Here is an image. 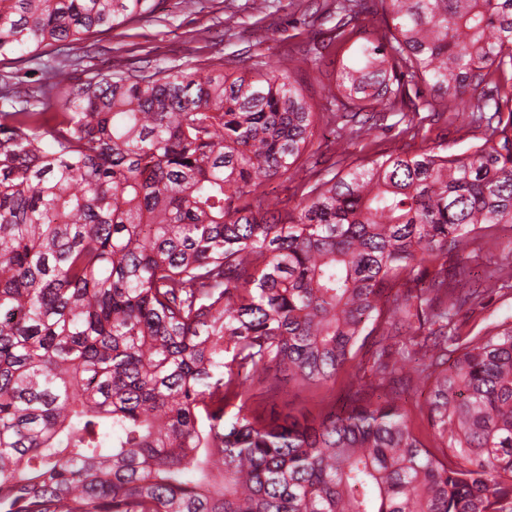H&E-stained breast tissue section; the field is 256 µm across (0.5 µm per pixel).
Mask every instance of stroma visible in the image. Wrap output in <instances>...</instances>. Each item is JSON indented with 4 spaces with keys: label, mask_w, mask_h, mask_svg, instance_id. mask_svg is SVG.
I'll return each instance as SVG.
<instances>
[{
    "label": "stroma",
    "mask_w": 512,
    "mask_h": 512,
    "mask_svg": "<svg viewBox=\"0 0 512 512\" xmlns=\"http://www.w3.org/2000/svg\"><path fill=\"white\" fill-rule=\"evenodd\" d=\"M320 0H269L265 18L249 8L247 0H164L154 16L135 28L118 29L104 35L99 51L88 62L89 72L106 70L111 61L126 60L128 55L150 60L153 69L177 65L194 70L210 65L233 72L259 70L264 64L281 65L289 48L308 42L304 22L305 8H316ZM336 56L329 53L317 66L306 67L295 78L316 103H324L325 88L336 79ZM484 128L469 120L423 121L416 139L399 136L396 129L379 128L368 141L352 140L345 148L351 159L365 162L374 153L404 155L433 148L448 154L466 152L482 142ZM512 264V231L500 230L493 243L475 251L470 260L469 287L484 290V273L493 263ZM485 292V290H484ZM456 321L462 332L474 333L487 325L512 322V289L485 292L480 301L465 305ZM322 389L295 382L284 392L258 397L261 408L276 407L291 412H317L325 397Z\"/></svg>",
    "instance_id": "stroma-1"
}]
</instances>
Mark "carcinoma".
Instances as JSON below:
<instances>
[{
	"instance_id": "1",
	"label": "carcinoma",
	"mask_w": 512,
	"mask_h": 512,
	"mask_svg": "<svg viewBox=\"0 0 512 512\" xmlns=\"http://www.w3.org/2000/svg\"><path fill=\"white\" fill-rule=\"evenodd\" d=\"M156 5L0 0V64L54 55L36 91L0 77V512H512V322L459 333L482 292L450 287L512 226V0H326L350 55L322 111L279 69L72 81L79 44ZM421 109L483 142L339 151L294 206L257 201L320 120L340 144L395 113L413 140ZM363 351L341 404L252 407Z\"/></svg>"
}]
</instances>
